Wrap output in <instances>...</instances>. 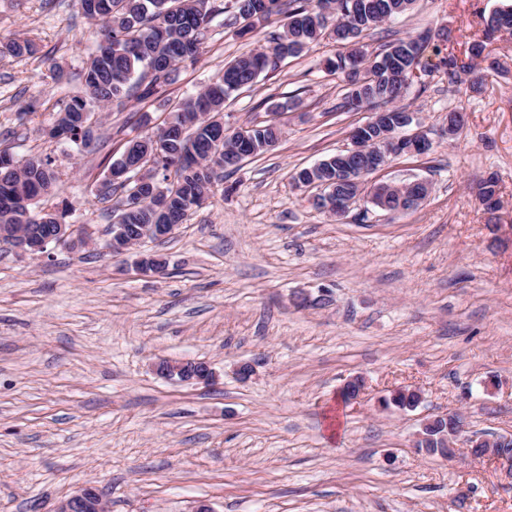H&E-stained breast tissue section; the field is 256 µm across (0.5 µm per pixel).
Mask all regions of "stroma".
<instances>
[{"mask_svg":"<svg viewBox=\"0 0 512 512\" xmlns=\"http://www.w3.org/2000/svg\"><path fill=\"white\" fill-rule=\"evenodd\" d=\"M506 2L416 0L364 39L374 49L388 34L445 28L430 63L483 40L499 65L479 94L440 72L408 88L402 104L432 149L366 181L426 180L421 206L390 214L362 197L339 221L295 187L297 169L341 151L370 118L343 109L349 87L326 70L337 51L327 37L226 102L230 130L266 119L269 102L291 109L274 148L144 243L168 262L157 276L105 251L113 219L95 181L226 62L269 47L274 26L241 36L215 16L163 104L111 105L84 148L43 129L83 92L94 25L77 0H0V39L38 46L0 57V149L52 156L58 182L40 208L68 207V223L92 233L38 257L0 246V512H54L84 486L110 512H512V474L497 463L413 446L422 423L454 410L465 437L512 433V34L485 36ZM452 109L464 117L454 139ZM490 175L493 213L476 193ZM161 358L208 361L217 381H165ZM242 363L256 367L246 381ZM355 375L367 391L343 402ZM399 387L420 389V405L379 409Z\"/></svg>","mask_w":512,"mask_h":512,"instance_id":"1","label":"stroma"}]
</instances>
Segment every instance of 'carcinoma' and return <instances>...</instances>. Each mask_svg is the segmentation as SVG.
<instances>
[{
	"label": "carcinoma",
	"mask_w": 512,
	"mask_h": 512,
	"mask_svg": "<svg viewBox=\"0 0 512 512\" xmlns=\"http://www.w3.org/2000/svg\"><path fill=\"white\" fill-rule=\"evenodd\" d=\"M232 8L229 24H244L239 33L245 34L256 25L278 24L282 31L274 45L242 55L224 65V70L196 95L180 103L171 128L165 135L155 133L145 137L146 148L114 160L116 164L134 163L142 155H153L154 170L161 179L173 178L166 193L157 192L159 180L140 187L137 183L114 184L107 170L98 189V197L110 200L115 192L113 211L126 224H156L159 217L171 224H182L186 212L199 208L210 197L211 186L224 179L237 164L224 158L236 147V140L256 143V154L270 150L278 141L281 128L256 123L238 128L233 140L219 145L202 124L193 123L199 112L224 114L225 101L235 92L252 86L262 75L275 70L278 61L298 56L311 44L330 34L346 49L338 62L327 67L340 71L346 81H352L350 59L357 58L355 68L365 76L384 78L380 93L356 104L346 98L343 107L355 111L361 106L383 108L387 112H403L396 105L411 84L413 71H427L422 57L432 40L426 32L418 37L397 38L379 52H369L360 39L371 34L383 23L408 13L416 0H363L362 13L351 16L342 12L350 0H255L264 6L262 18L252 22L241 15L243 0H229ZM82 14L98 28V45L84 69V96L74 97L56 113L49 135L63 134L73 142L89 145L93 130L76 124L80 112L95 115L114 102L123 103L131 97L139 102L161 97L164 87L175 82L179 65L196 63L202 55L204 30L218 14L226 13V3L216 0H78ZM485 45L474 42L458 56L450 53L435 64L448 82L457 83L461 76H473L470 87L479 90L485 82L481 61ZM35 48L31 40L16 37L0 41V55L14 57L31 55ZM336 176V161L322 160L315 167L302 168L293 181L307 184L312 179L325 180ZM56 181L50 156L17 159L0 150V225L34 224L45 234L55 223L52 213L35 210L38 199L49 193ZM478 196L490 206L499 205L497 180L493 177L478 183Z\"/></svg>",
	"instance_id": "carcinoma-1"
}]
</instances>
